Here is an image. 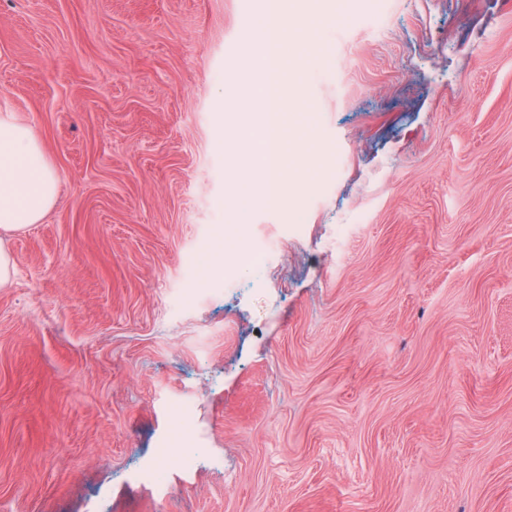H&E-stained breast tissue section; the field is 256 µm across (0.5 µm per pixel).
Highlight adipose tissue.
<instances>
[{"label":"adipose tissue","instance_id":"adipose-tissue-1","mask_svg":"<svg viewBox=\"0 0 512 512\" xmlns=\"http://www.w3.org/2000/svg\"><path fill=\"white\" fill-rule=\"evenodd\" d=\"M275 114H265L250 124L247 137L253 163L240 171L236 188L227 196L231 208L243 209L239 189L253 176H260L272 195H279L282 185L278 168L270 162L275 145ZM59 176L43 146L31 129L9 113L0 114V230L16 232L40 223L53 207Z\"/></svg>","mask_w":512,"mask_h":512}]
</instances>
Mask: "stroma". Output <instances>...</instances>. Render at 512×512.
<instances>
[{"label": "stroma", "mask_w": 512, "mask_h": 512, "mask_svg": "<svg viewBox=\"0 0 512 512\" xmlns=\"http://www.w3.org/2000/svg\"><path fill=\"white\" fill-rule=\"evenodd\" d=\"M271 2L0 0V113L60 176L7 237L0 512H512V0H283L329 156L241 218ZM250 68L260 74V79L253 84L251 88L252 97L255 103L259 106L261 111L265 107L266 100H267V91H268V85L264 79V73L267 68V62L265 58L260 56H255L250 59L249 61Z\"/></svg>", "instance_id": "35a3bbf8"}]
</instances>
